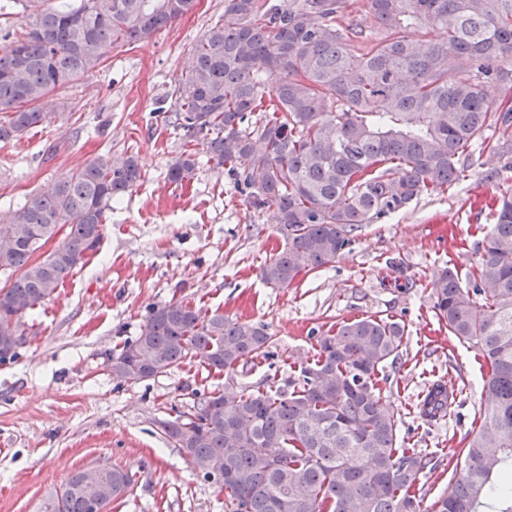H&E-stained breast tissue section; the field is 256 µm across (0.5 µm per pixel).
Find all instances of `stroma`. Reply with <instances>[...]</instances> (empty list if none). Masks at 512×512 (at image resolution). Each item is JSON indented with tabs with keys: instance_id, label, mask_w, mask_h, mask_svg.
<instances>
[{
	"instance_id": "35a3bbf8",
	"label": "stroma",
	"mask_w": 512,
	"mask_h": 512,
	"mask_svg": "<svg viewBox=\"0 0 512 512\" xmlns=\"http://www.w3.org/2000/svg\"><path fill=\"white\" fill-rule=\"evenodd\" d=\"M223 12L224 0H197L149 41L105 46L98 68L41 101L50 123L0 144L4 220L28 193L96 158L132 153L142 170L132 192L113 202L99 251L26 317L18 358L0 364V512H40L50 492L88 467H119L135 478L107 512H224L221 485L197 475L159 423L228 378L185 364L126 383L107 368L112 348L138 335L149 308L171 301L268 324L273 358L238 367L231 378L252 390L287 388L312 361L318 337L341 323L403 322L402 352L380 387L401 420L400 441L441 458L420 476L424 504L457 478L445 449L463 448L480 429L483 359L474 343L439 324L431 283L443 269L463 277L479 264L493 205L512 195V169L475 148L466 178L448 191L363 225L350 253L290 286L266 284L262 266L283 246L271 211L251 207L204 154L194 180L172 183L168 167L182 142L156 120L188 49ZM435 380L456 400L429 422L416 404Z\"/></svg>"
}]
</instances>
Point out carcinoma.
Returning a JSON list of instances; mask_svg holds the SVG:
<instances>
[{
    "mask_svg": "<svg viewBox=\"0 0 512 512\" xmlns=\"http://www.w3.org/2000/svg\"><path fill=\"white\" fill-rule=\"evenodd\" d=\"M46 2L16 0L28 12L25 28L0 37L5 144L47 121L36 103L93 71L104 44L149 41L197 0ZM368 6L371 27L344 24L347 0H224V15L187 52L171 108L160 110L182 140L172 182L195 178L200 146L250 206L273 212L285 245L261 269L269 285L335 262L363 225L458 183L476 141L512 157V0ZM432 30L444 38H427ZM491 83L502 88L494 101ZM492 127L501 136L489 141ZM140 179L133 155L94 160L51 191L30 193L0 224V274H14L0 287L1 364L18 357L26 316L99 249L111 203ZM64 227L61 244L32 260ZM483 250L467 282L446 269L432 287L436 316L477 345L488 374L482 430L459 450L462 474L428 512H512V199L501 200ZM404 334L398 321L345 322L318 340L292 390L227 383L162 421V433L204 479L224 474L227 512H421L416 485L434 457L399 441L378 387ZM272 344L265 324L173 301L149 308L108 368L134 383L187 362L231 375L268 357ZM454 402V390L434 381L416 408L436 421ZM81 476L49 495L42 512H88L93 498L106 512L134 484L120 468L100 469L92 491Z\"/></svg>",
    "mask_w": 512,
    "mask_h": 512,
    "instance_id": "cac0c4a2",
    "label": "carcinoma"
}]
</instances>
